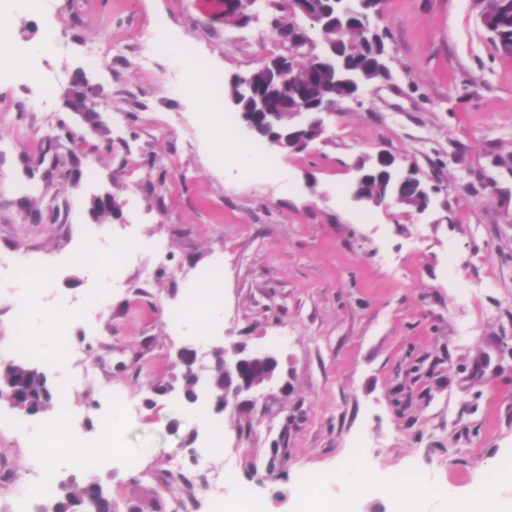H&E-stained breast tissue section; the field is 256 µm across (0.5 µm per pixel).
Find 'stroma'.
I'll use <instances>...</instances> for the list:
<instances>
[{
    "label": "stroma",
    "instance_id": "35a3bbf8",
    "mask_svg": "<svg viewBox=\"0 0 512 512\" xmlns=\"http://www.w3.org/2000/svg\"><path fill=\"white\" fill-rule=\"evenodd\" d=\"M272 2L257 0L242 25L220 0H45L39 11L13 0L1 40L32 45L51 26L63 48L37 73L19 65L0 80V256L21 249L56 269L34 295L29 325L44 344L32 362L66 346L99 373L69 389L67 414L54 406L28 423L60 417L95 438L111 418L113 499L149 488L165 512L183 496L166 478L176 464L196 478L194 512H224L236 496L297 512L316 481L355 512H412L411 473L429 489L427 512L476 501L512 465V59L476 0H386L375 23L388 79L325 115L308 149H264L258 174L231 161L256 139L223 88L276 53ZM162 27L217 80L234 134L223 154L202 139ZM86 86L91 115L67 106ZM74 137L95 149L63 176L53 164ZM383 150L430 188L427 210L352 201L355 161ZM105 192L120 213L98 224L90 201ZM51 206L58 223H31ZM110 257L123 276L108 303L56 339L57 312L96 294ZM210 273L224 285L212 328L173 324L170 308ZM228 341L278 355L266 409L216 415L153 392L180 375L179 348L208 360ZM17 415L0 402V454L20 479L0 486V512H17L22 482L59 464L54 448L28 456Z\"/></svg>",
    "mask_w": 512,
    "mask_h": 512
}]
</instances>
